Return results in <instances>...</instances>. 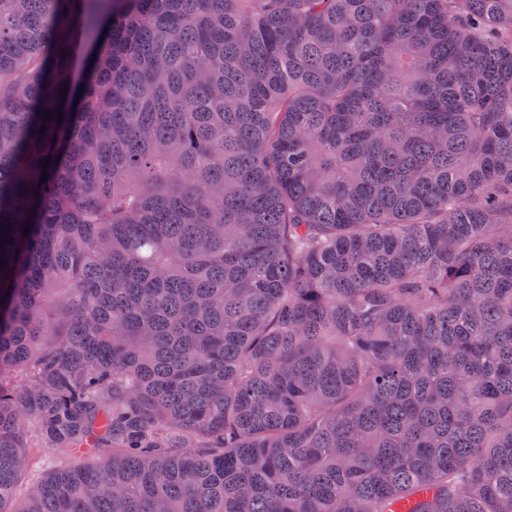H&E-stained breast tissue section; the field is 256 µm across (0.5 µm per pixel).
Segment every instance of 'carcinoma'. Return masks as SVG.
I'll use <instances>...</instances> for the list:
<instances>
[{
  "mask_svg": "<svg viewBox=\"0 0 512 512\" xmlns=\"http://www.w3.org/2000/svg\"><path fill=\"white\" fill-rule=\"evenodd\" d=\"M0 512H512V0H0ZM30 456L29 476L22 478L16 487L13 506L19 507L24 500L30 478H44L55 467L67 464L74 459L76 452L70 448L48 450L46 448H27Z\"/></svg>",
  "mask_w": 512,
  "mask_h": 512,
  "instance_id": "carcinoma-1",
  "label": "carcinoma"
}]
</instances>
